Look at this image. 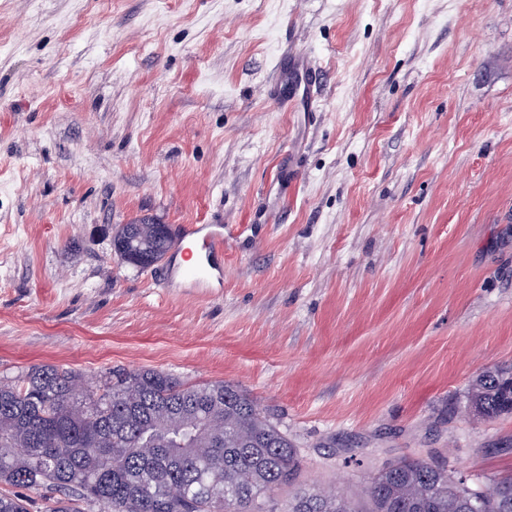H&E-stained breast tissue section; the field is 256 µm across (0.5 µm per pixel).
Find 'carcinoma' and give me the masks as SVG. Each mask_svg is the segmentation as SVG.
Returning a JSON list of instances; mask_svg holds the SVG:
<instances>
[{"label": "carcinoma", "instance_id": "obj_1", "mask_svg": "<svg viewBox=\"0 0 512 512\" xmlns=\"http://www.w3.org/2000/svg\"><path fill=\"white\" fill-rule=\"evenodd\" d=\"M161 224L137 232L174 245ZM473 415L512 413V368H488L468 392ZM295 448L226 381L187 385L153 369L111 371L97 384L54 365L0 376V483L44 491L43 512H256L294 482ZM365 508L336 491L300 488L288 512H512V479L479 489L433 460L403 458L369 476ZM0 512L30 500L0 493Z\"/></svg>", "mask_w": 512, "mask_h": 512}]
</instances>
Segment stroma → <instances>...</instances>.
I'll return each instance as SVG.
<instances>
[{"mask_svg":"<svg viewBox=\"0 0 512 512\" xmlns=\"http://www.w3.org/2000/svg\"><path fill=\"white\" fill-rule=\"evenodd\" d=\"M122 224L224 225V271ZM40 364L234 383L359 507L405 456L512 477L467 400L512 367V0H0V375ZM115 248L118 249L124 258L134 261L139 265L146 264L149 260L150 249L139 238L127 236L117 243Z\"/></svg>","mask_w":512,"mask_h":512,"instance_id":"obj_1","label":"stroma"}]
</instances>
